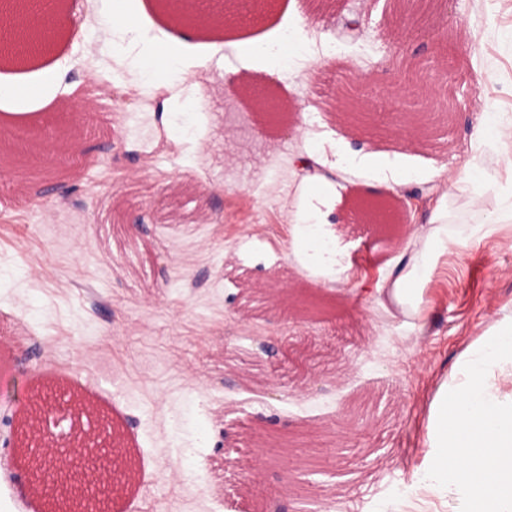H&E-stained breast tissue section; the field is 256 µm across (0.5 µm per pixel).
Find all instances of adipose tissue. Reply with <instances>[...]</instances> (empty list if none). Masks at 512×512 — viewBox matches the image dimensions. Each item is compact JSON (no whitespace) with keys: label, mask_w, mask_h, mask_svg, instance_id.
Listing matches in <instances>:
<instances>
[{"label":"adipose tissue","mask_w":512,"mask_h":512,"mask_svg":"<svg viewBox=\"0 0 512 512\" xmlns=\"http://www.w3.org/2000/svg\"><path fill=\"white\" fill-rule=\"evenodd\" d=\"M175 34L159 44H144L140 62L156 87L169 91L199 86L207 61L189 58L178 35L183 23L169 16ZM305 39L303 27L284 31L274 41L240 42L245 56L266 59L271 70L290 61ZM30 103L32 109L51 104L42 96L39 84L29 77L0 75V109L13 111L15 103ZM338 169H373L385 182L406 178L396 155L382 153L341 154ZM490 175L474 162H467L448 178V199H457L463 210L480 213ZM453 214L435 208L428 229H413V249L388 286H377L386 295L397 316H414L422 303L421 286L436 258L492 234L495 222L452 229ZM424 462L416 484L427 494L444 499L454 497L461 512H512V314L495 320L488 334L464 353L457 371L444 380L431 401L425 441Z\"/></svg>","instance_id":"adipose-tissue-1"}]
</instances>
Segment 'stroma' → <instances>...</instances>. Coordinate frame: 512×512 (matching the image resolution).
Wrapping results in <instances>:
<instances>
[{
	"mask_svg": "<svg viewBox=\"0 0 512 512\" xmlns=\"http://www.w3.org/2000/svg\"><path fill=\"white\" fill-rule=\"evenodd\" d=\"M102 8L65 6L68 22L39 60L0 52V74L64 54L77 80L95 71L125 91L76 110L60 97L33 114L45 140L64 125L81 138L85 157L55 154L65 195L31 196L16 171L0 178V512H46L15 458L21 410L37 390L66 386L96 410L67 409L57 436L107 423L125 441L139 491L121 489L108 512H449L413 485L427 409L462 353L512 312V221L438 257L420 318L384 311L360 279L392 276L409 254V228L425 227L442 200L439 172L476 161L494 178L488 211L512 207V143L478 155L470 146L483 112L512 124V0H433L423 29L398 44L391 0H334L311 17L302 0H273L248 24L188 27V51L208 70L193 111L159 115L132 65L137 46L114 56ZM299 25L304 51L279 72L236 55L237 40ZM312 55L323 59L313 71ZM405 62L432 63L457 91L456 118L440 113L427 139L391 121L415 100ZM350 71L377 110L364 131L328 110ZM231 85L272 88L289 126ZM321 133L336 150L402 154L409 180L335 170L329 150L332 187L311 192L296 157ZM389 195L402 224L360 222L358 200ZM285 200L315 214L336 261L293 254ZM128 223L139 233L127 235ZM248 283L320 299L324 312L243 316Z\"/></svg>",
	"mask_w": 512,
	"mask_h": 512,
	"instance_id": "obj_1",
	"label": "stroma"
}]
</instances>
